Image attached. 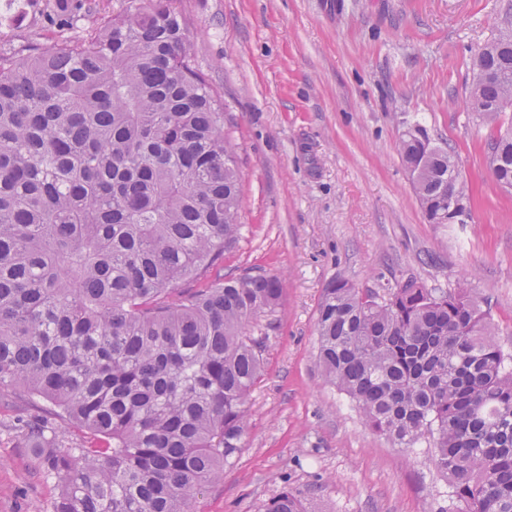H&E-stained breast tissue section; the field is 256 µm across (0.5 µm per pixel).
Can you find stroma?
Returning a JSON list of instances; mask_svg holds the SVG:
<instances>
[{"mask_svg":"<svg viewBox=\"0 0 512 512\" xmlns=\"http://www.w3.org/2000/svg\"><path fill=\"white\" fill-rule=\"evenodd\" d=\"M198 67L224 93L237 145L239 243L212 276L264 270L283 304L262 317L265 375L242 449L194 512H261L282 490L309 512H442L448 484L425 447H394L326 383L315 323L328 282L414 280L485 299L512 350V189L491 173L499 126L469 111L472 59L512 0H180ZM43 0L0 14V46L51 48ZM421 128L453 153L467 223L425 220L399 145ZM38 451L0 432V512H52L61 486Z\"/></svg>","mask_w":512,"mask_h":512,"instance_id":"1","label":"stroma"}]
</instances>
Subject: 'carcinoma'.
I'll return each mask as SVG.
<instances>
[{"label": "carcinoma", "mask_w": 512, "mask_h": 512, "mask_svg": "<svg viewBox=\"0 0 512 512\" xmlns=\"http://www.w3.org/2000/svg\"><path fill=\"white\" fill-rule=\"evenodd\" d=\"M46 52L0 49V387L51 405L9 427L44 449L53 512H193L240 453L263 341L282 306L268 272L207 279L241 237L224 95L197 67L174 0L94 14ZM470 88L504 131L488 147L512 188V25L479 51ZM425 219L471 202L454 156L401 140ZM205 280L185 293L180 284ZM317 360L396 448L426 442L448 512H512V354L471 291L331 281ZM75 422L90 438L66 435ZM262 512H306L283 490Z\"/></svg>", "instance_id": "obj_1"}]
</instances>
